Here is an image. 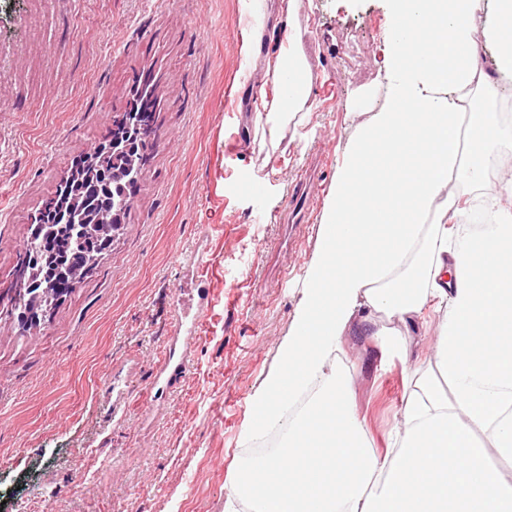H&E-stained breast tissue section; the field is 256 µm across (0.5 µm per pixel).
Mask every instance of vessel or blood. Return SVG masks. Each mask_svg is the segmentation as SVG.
<instances>
[{
	"mask_svg": "<svg viewBox=\"0 0 512 512\" xmlns=\"http://www.w3.org/2000/svg\"><path fill=\"white\" fill-rule=\"evenodd\" d=\"M208 263L202 249H194L185 256L183 266L185 276L191 281L184 296L179 301V312L174 329L168 338V350L158 362L151 387L155 391V400H162L169 387L181 379L193 357L192 340L202 325V317L210 305V296L203 286L199 274ZM129 393L120 383H112V403L107 411L114 422L122 423L129 418Z\"/></svg>",
	"mask_w": 512,
	"mask_h": 512,
	"instance_id": "obj_1",
	"label": "vessel or blood"
}]
</instances>
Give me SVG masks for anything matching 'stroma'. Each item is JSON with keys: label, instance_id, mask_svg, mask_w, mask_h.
I'll use <instances>...</instances> for the list:
<instances>
[{"label": "stroma", "instance_id": "obj_1", "mask_svg": "<svg viewBox=\"0 0 512 512\" xmlns=\"http://www.w3.org/2000/svg\"><path fill=\"white\" fill-rule=\"evenodd\" d=\"M0 0V293L31 225L77 157L110 140L137 87L152 133L123 228L36 324L0 307V512H224L250 460L252 396L278 364L312 256L336 149L382 95L391 0ZM296 37L316 108L276 153L255 107L265 61ZM203 246L211 292L193 360L162 415L143 395L174 324L184 255ZM440 315L411 330L408 361L351 336L341 361L375 448L410 372L434 360ZM132 359L123 425L100 396Z\"/></svg>", "mask_w": 512, "mask_h": 512}]
</instances>
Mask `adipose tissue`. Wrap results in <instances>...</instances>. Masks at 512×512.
<instances>
[{
	"instance_id": "adipose-tissue-1",
	"label": "adipose tissue",
	"mask_w": 512,
	"mask_h": 512,
	"mask_svg": "<svg viewBox=\"0 0 512 512\" xmlns=\"http://www.w3.org/2000/svg\"><path fill=\"white\" fill-rule=\"evenodd\" d=\"M395 8L382 101L338 152L292 331L245 429L281 442L234 473L224 512H512L495 465L512 461V176L495 152L512 139L499 110L512 0ZM266 75L288 87L257 113L275 150L313 112V78L291 41ZM429 311L443 315L435 363L413 371L378 450L338 354L358 334L407 359L405 333Z\"/></svg>"
}]
</instances>
